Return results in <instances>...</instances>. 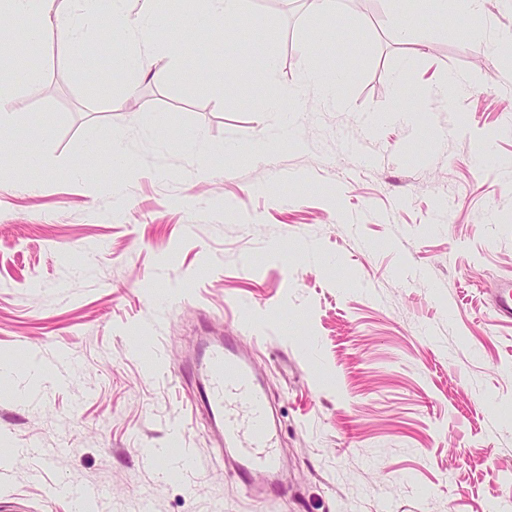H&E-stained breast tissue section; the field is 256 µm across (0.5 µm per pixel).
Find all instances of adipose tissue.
<instances>
[{
  "label": "adipose tissue",
  "instance_id": "adipose-tissue-1",
  "mask_svg": "<svg viewBox=\"0 0 512 512\" xmlns=\"http://www.w3.org/2000/svg\"><path fill=\"white\" fill-rule=\"evenodd\" d=\"M49 0H0V18L27 20L28 42L42 38L46 27L60 31L62 42L68 49L73 67H84L85 28L93 21H104L109 37L116 48L104 64L109 79L103 82L104 92H111L113 80L123 81L127 91H134L140 82L153 79L152 59L155 51L163 53L176 64H194L197 49L210 33L212 24L241 16L244 0H194V22L188 26V36L181 41H170L157 46L154 34L160 22L159 0H137V8H130V0H70L71 10L62 18L53 19L48 14ZM40 77L37 68L15 70L0 68V132L14 127L16 121L11 106L13 93L36 82ZM106 154L112 165L127 167L133 162L118 135L104 134L97 128L89 129L80 159L70 172L72 177L83 178L88 171L90 158Z\"/></svg>",
  "mask_w": 512,
  "mask_h": 512
}]
</instances>
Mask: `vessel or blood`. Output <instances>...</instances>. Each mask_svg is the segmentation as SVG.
I'll return each mask as SVG.
<instances>
[{"mask_svg": "<svg viewBox=\"0 0 512 512\" xmlns=\"http://www.w3.org/2000/svg\"><path fill=\"white\" fill-rule=\"evenodd\" d=\"M493 304L499 317L512 321V280L499 283ZM190 373L198 381L195 407L219 447L234 454L237 478L245 484L257 477L276 483L281 456L275 446L273 406L256 367L240 353L236 337L202 340Z\"/></svg>", "mask_w": 512, "mask_h": 512, "instance_id": "obj_1", "label": "vessel or blood"}]
</instances>
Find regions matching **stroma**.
<instances>
[{
  "mask_svg": "<svg viewBox=\"0 0 512 512\" xmlns=\"http://www.w3.org/2000/svg\"><path fill=\"white\" fill-rule=\"evenodd\" d=\"M244 10L267 25L246 40L227 22L210 59L236 86L220 93L159 53V80L104 98L99 25L83 70L52 31L0 50L41 53L12 107L19 127L49 121L0 151L18 170L49 160L0 189V512H74L89 487L94 512H512V324L488 294L512 279V0L479 17L450 5L443 24L423 0ZM339 68L350 78L324 101ZM274 89L289 109L264 110ZM157 118L167 143L144 130ZM92 125L123 138L138 176L101 155L70 176ZM187 127L209 153L181 147ZM209 332L253 355L283 492L237 480L192 406ZM24 345L54 375L30 397ZM149 448L190 450L194 468L161 474Z\"/></svg>",
  "mask_w": 512,
  "mask_h": 512,
  "instance_id": "obj_1",
  "label": "stroma"
}]
</instances>
